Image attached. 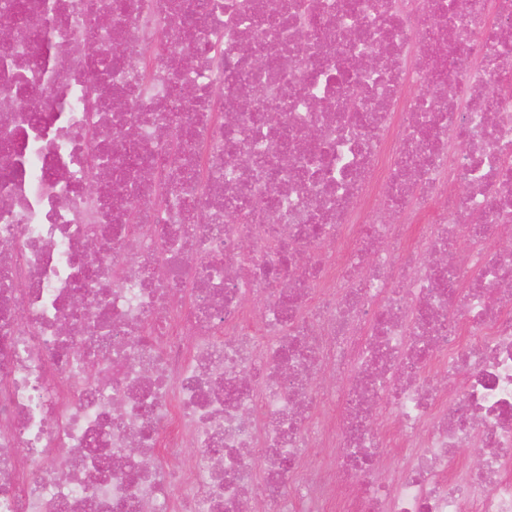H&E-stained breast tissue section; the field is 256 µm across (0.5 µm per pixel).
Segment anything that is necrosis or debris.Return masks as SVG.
I'll return each instance as SVG.
<instances>
[{"label": "necrosis or debris", "instance_id": "4bbe7bcc", "mask_svg": "<svg viewBox=\"0 0 512 512\" xmlns=\"http://www.w3.org/2000/svg\"><path fill=\"white\" fill-rule=\"evenodd\" d=\"M1 33L0 512H512V0Z\"/></svg>", "mask_w": 512, "mask_h": 512}]
</instances>
